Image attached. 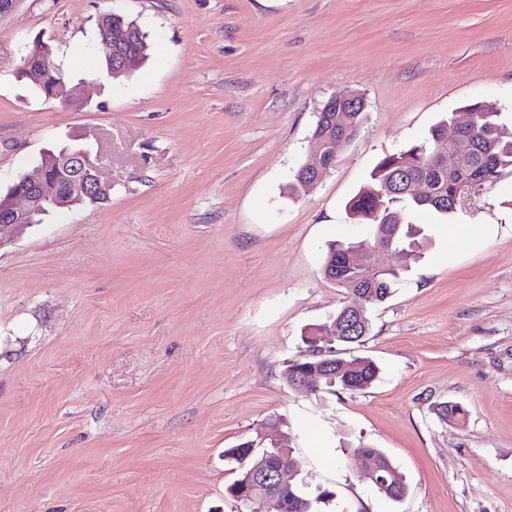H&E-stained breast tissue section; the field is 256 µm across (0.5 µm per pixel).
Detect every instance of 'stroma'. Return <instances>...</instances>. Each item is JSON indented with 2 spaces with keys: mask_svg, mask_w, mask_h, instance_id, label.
<instances>
[{
  "mask_svg": "<svg viewBox=\"0 0 512 512\" xmlns=\"http://www.w3.org/2000/svg\"><path fill=\"white\" fill-rule=\"evenodd\" d=\"M115 12L150 56L120 79L71 71L89 102L19 75L34 41L67 67ZM364 97L358 136L289 194L316 115ZM480 102L512 125V0H22L0 21V192L91 147L109 196L0 247V512H238L226 449L278 421L323 512H512V173L450 217L349 353L380 378L313 395L283 373L346 299L331 241L371 238L347 202L378 161ZM437 401L465 423L444 424ZM383 449L380 497L344 446ZM352 454L362 462L363 457H368L382 466L378 476L383 483H386V491H379L378 494L391 501H399L406 495L407 485L403 475L383 450L359 442L352 448Z\"/></svg>",
  "mask_w": 512,
  "mask_h": 512,
  "instance_id": "stroma-1",
  "label": "stroma"
}]
</instances>
